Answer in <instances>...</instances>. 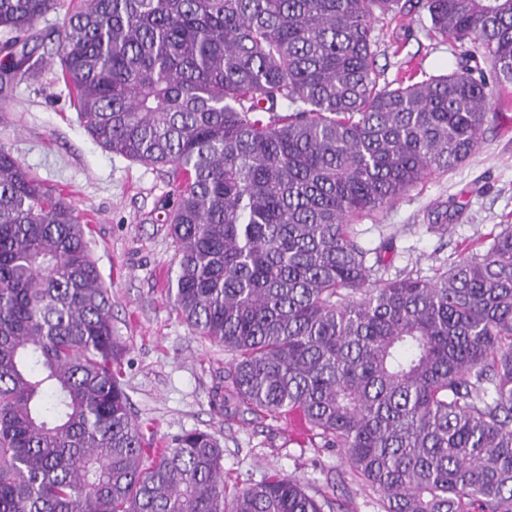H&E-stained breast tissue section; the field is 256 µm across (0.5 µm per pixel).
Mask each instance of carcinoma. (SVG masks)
<instances>
[{
  "instance_id": "carcinoma-1",
  "label": "carcinoma",
  "mask_w": 512,
  "mask_h": 512,
  "mask_svg": "<svg viewBox=\"0 0 512 512\" xmlns=\"http://www.w3.org/2000/svg\"><path fill=\"white\" fill-rule=\"evenodd\" d=\"M58 0H0V88ZM415 15L456 68L376 65ZM87 133L165 167L167 292L232 355L227 417L297 413L382 512H512V224L431 278L354 224L475 151L512 84V0H80L59 50ZM91 229L0 146V512H324L224 448L145 437Z\"/></svg>"
}]
</instances>
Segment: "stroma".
Segmentation results:
<instances>
[{
    "label": "stroma",
    "instance_id": "stroma-1",
    "mask_svg": "<svg viewBox=\"0 0 512 512\" xmlns=\"http://www.w3.org/2000/svg\"><path fill=\"white\" fill-rule=\"evenodd\" d=\"M70 8V0H60L38 23L40 37L29 44L39 62L35 73L17 76L0 92V145L46 185L63 190L92 229L93 257L112 293V331L125 347L123 380L135 417L159 441L192 429L214 434L224 449L228 487L279 471L308 482L316 497L346 501L350 512H380L377 493L354 480L336 450L311 447L299 416L229 421L213 405L230 356L198 336L167 294L175 248L159 216L168 177L101 148L80 126L57 79L56 52ZM377 63L391 76L406 65L442 74L455 68L456 57L414 24L381 30ZM489 104L498 117L467 161L361 221L365 248L393 238L392 270L434 276L458 245L512 223V105L495 94ZM453 200L463 204L462 214L450 218L447 230L428 229L429 217Z\"/></svg>",
    "mask_w": 512,
    "mask_h": 512
}]
</instances>
